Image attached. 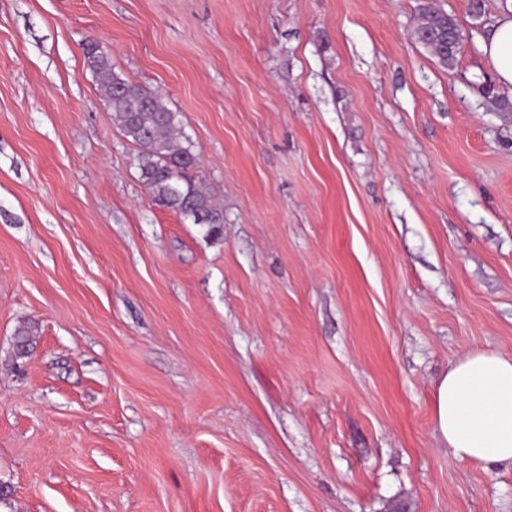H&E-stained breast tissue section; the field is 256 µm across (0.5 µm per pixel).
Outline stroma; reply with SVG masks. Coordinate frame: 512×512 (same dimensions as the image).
I'll return each instance as SVG.
<instances>
[{"mask_svg": "<svg viewBox=\"0 0 512 512\" xmlns=\"http://www.w3.org/2000/svg\"><path fill=\"white\" fill-rule=\"evenodd\" d=\"M437 2L451 69L420 0H0V512H512L434 424L450 366L512 357V0ZM89 39L222 239L149 197ZM414 35L444 67L454 68L458 56L464 53L463 33L457 19L440 8L436 0H424L415 18ZM463 43L456 50L455 45ZM509 13L497 18L482 46L503 86H512V3Z\"/></svg>", "mask_w": 512, "mask_h": 512, "instance_id": "stroma-1", "label": "stroma"}]
</instances>
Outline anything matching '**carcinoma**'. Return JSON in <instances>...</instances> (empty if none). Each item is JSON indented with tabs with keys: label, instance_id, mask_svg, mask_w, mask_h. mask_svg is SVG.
Masks as SVG:
<instances>
[{
	"label": "carcinoma",
	"instance_id": "carcinoma-1",
	"mask_svg": "<svg viewBox=\"0 0 512 512\" xmlns=\"http://www.w3.org/2000/svg\"><path fill=\"white\" fill-rule=\"evenodd\" d=\"M414 35L443 66H455L459 56L455 45L464 41L463 33L457 19L440 8L436 0H423L419 6ZM85 56L89 68L104 87L113 124L138 148L140 179L153 201L193 224L198 223L201 213L212 216L210 237L220 238L224 209L191 175L198 161L189 149L176 141L177 113L140 85L112 72L108 56L97 42L87 44Z\"/></svg>",
	"mask_w": 512,
	"mask_h": 512
}]
</instances>
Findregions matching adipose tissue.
I'll return each mask as SVG.
<instances>
[{
    "instance_id": "1",
    "label": "adipose tissue",
    "mask_w": 512,
    "mask_h": 512,
    "mask_svg": "<svg viewBox=\"0 0 512 512\" xmlns=\"http://www.w3.org/2000/svg\"><path fill=\"white\" fill-rule=\"evenodd\" d=\"M482 49L512 86V14L497 18ZM434 423L452 459L512 463V358L477 349L451 366L436 387Z\"/></svg>"
}]
</instances>
